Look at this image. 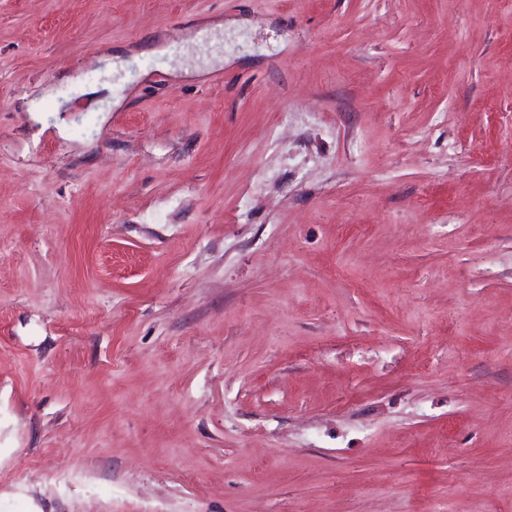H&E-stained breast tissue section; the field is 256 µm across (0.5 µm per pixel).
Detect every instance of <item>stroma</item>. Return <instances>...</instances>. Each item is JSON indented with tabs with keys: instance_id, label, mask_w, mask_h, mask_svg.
Listing matches in <instances>:
<instances>
[{
	"instance_id": "35a3bbf8",
	"label": "stroma",
	"mask_w": 512,
	"mask_h": 512,
	"mask_svg": "<svg viewBox=\"0 0 512 512\" xmlns=\"http://www.w3.org/2000/svg\"><path fill=\"white\" fill-rule=\"evenodd\" d=\"M0 512H512V0H0Z\"/></svg>"
}]
</instances>
